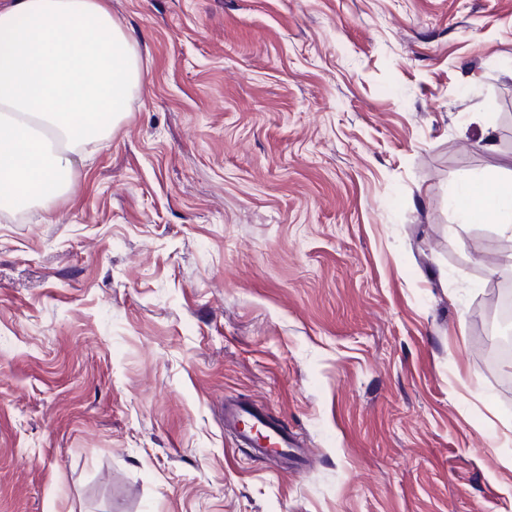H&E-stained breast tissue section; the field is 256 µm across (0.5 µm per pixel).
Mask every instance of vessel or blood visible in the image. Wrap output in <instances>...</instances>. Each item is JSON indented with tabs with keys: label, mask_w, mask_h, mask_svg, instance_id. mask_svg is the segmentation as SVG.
<instances>
[{
	"label": "vessel or blood",
	"mask_w": 512,
	"mask_h": 512,
	"mask_svg": "<svg viewBox=\"0 0 512 512\" xmlns=\"http://www.w3.org/2000/svg\"><path fill=\"white\" fill-rule=\"evenodd\" d=\"M224 427L233 433L238 447L250 449L258 457H285L300 451L296 434L285 423L253 406L225 402Z\"/></svg>",
	"instance_id": "obj_1"
}]
</instances>
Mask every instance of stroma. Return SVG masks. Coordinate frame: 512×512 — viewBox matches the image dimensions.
Wrapping results in <instances>:
<instances>
[{"label": "stroma", "instance_id": "35a3bbf8", "mask_svg": "<svg viewBox=\"0 0 512 512\" xmlns=\"http://www.w3.org/2000/svg\"><path fill=\"white\" fill-rule=\"evenodd\" d=\"M110 4L141 91L0 222V512H512V231L452 204L512 171V0ZM262 429L274 442L275 448H266L253 435V428ZM224 428L234 434L238 448H249L257 457L279 456L288 458L293 453L298 465H303L300 442L288 425L270 417L266 411L237 401L224 402Z\"/></svg>", "mask_w": 512, "mask_h": 512}]
</instances>
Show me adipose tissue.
I'll list each match as a JSON object with an SVG mask.
<instances>
[{
    "label": "adipose tissue",
    "instance_id": "ef3b65f1",
    "mask_svg": "<svg viewBox=\"0 0 512 512\" xmlns=\"http://www.w3.org/2000/svg\"><path fill=\"white\" fill-rule=\"evenodd\" d=\"M140 52L106 0L0 7V195L8 218L64 195L76 159L107 143L142 85ZM464 219L512 225V179L467 185Z\"/></svg>",
    "mask_w": 512,
    "mask_h": 512
}]
</instances>
